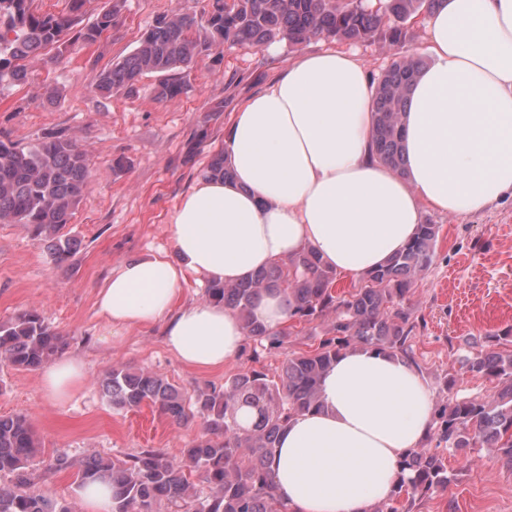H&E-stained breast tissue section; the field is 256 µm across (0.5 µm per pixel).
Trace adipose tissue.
Listing matches in <instances>:
<instances>
[{
	"instance_id": "obj_1",
	"label": "adipose tissue",
	"mask_w": 512,
	"mask_h": 512,
	"mask_svg": "<svg viewBox=\"0 0 512 512\" xmlns=\"http://www.w3.org/2000/svg\"><path fill=\"white\" fill-rule=\"evenodd\" d=\"M420 22L430 61L407 96L404 169L372 151L365 61L333 47L297 53L232 113V176L199 178L182 195L173 254L111 270L97 307L113 336L158 323L180 362L223 367L243 348V324L205 299L179 303L188 277L239 282L311 248L358 279L406 245L423 208L475 214L512 198V0H442ZM87 373L80 359L55 361L43 390L66 404ZM321 401L279 435L278 490L289 512H369L429 432L432 392L416 367L359 347L325 372Z\"/></svg>"
}]
</instances>
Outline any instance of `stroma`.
<instances>
[{"mask_svg": "<svg viewBox=\"0 0 512 512\" xmlns=\"http://www.w3.org/2000/svg\"><path fill=\"white\" fill-rule=\"evenodd\" d=\"M207 0H126L121 23L100 42L70 48L65 62L48 70L33 65L27 85H0V139L27 144L64 129L88 149L97 176L69 224L81 246L67 265L54 266L19 224H0V319L32 306L69 336L68 356L82 359L88 376L65 405L45 394L36 370L0 368V415L26 416L43 443V457L65 450L77 457H124L144 448H163L180 457L199 433V424L179 426L149 407L118 412L103 398L98 381L112 366L144 367L178 389L223 385L229 377L260 364L280 367L276 353L252 362L250 351L215 371L181 364L164 346L160 326L112 338L97 315L95 300L109 271L125 259L170 248L168 226L181 196L224 141L232 112L256 92L253 71L266 76L295 51L282 43L256 50L224 47L220 61L204 59L180 71L184 93L157 101V76L145 77L137 95L104 99L90 89L93 77L130 53L156 15L183 8L202 11ZM221 100L223 112L206 116ZM124 159L125 170L112 169ZM440 234L433 263L414 283L405 303L427 324L416 339L420 371L434 400L483 397L493 385L461 369L452 347L462 339L512 325V200L482 213L450 216L435 212ZM456 376L453 390L443 386ZM443 456L453 481L447 491L418 501L414 512H512V471L491 448H478L472 461L451 451Z\"/></svg>", "mask_w": 512, "mask_h": 512, "instance_id": "35a3bbf8", "label": "stroma"}]
</instances>
